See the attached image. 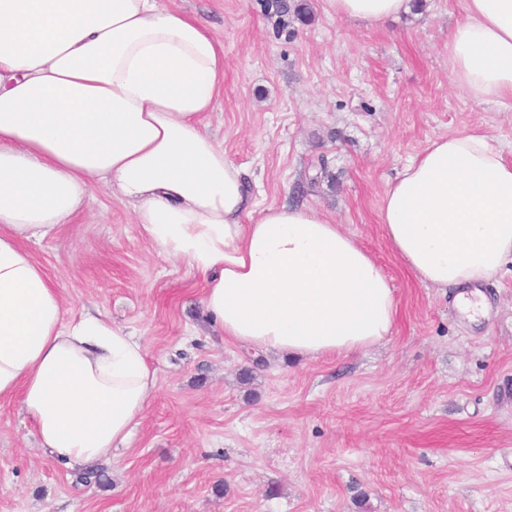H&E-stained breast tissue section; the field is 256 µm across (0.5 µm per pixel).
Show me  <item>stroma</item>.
<instances>
[{
  "instance_id": "obj_1",
  "label": "stroma",
  "mask_w": 512,
  "mask_h": 512,
  "mask_svg": "<svg viewBox=\"0 0 512 512\" xmlns=\"http://www.w3.org/2000/svg\"><path fill=\"white\" fill-rule=\"evenodd\" d=\"M306 2L308 20L283 26L265 0H180L224 45L206 122L258 208L317 207L369 250L395 290L391 336L336 358H253L213 328L202 277L97 188L80 223L29 250L65 308L142 343L156 393L98 481L0 401V512H512V262L482 284L491 310L472 324L454 290L408 273L378 222L388 184L433 139L480 129L511 153L512 107L454 82L463 0L373 27Z\"/></svg>"
}]
</instances>
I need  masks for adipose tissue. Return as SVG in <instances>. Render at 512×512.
Returning a JSON list of instances; mask_svg holds the SVG:
<instances>
[{"label": "adipose tissue", "instance_id": "adipose-tissue-1", "mask_svg": "<svg viewBox=\"0 0 512 512\" xmlns=\"http://www.w3.org/2000/svg\"><path fill=\"white\" fill-rule=\"evenodd\" d=\"M325 2L365 26L411 6ZM448 65L470 100L512 98V0H464ZM223 93L222 43L174 0H0V399L68 467L125 447L156 389L144 346L104 314H67L27 248L75 223L95 185L202 274L226 338L319 359L392 333L390 279L353 235L312 206L257 209L205 123ZM379 218L411 275L456 289L479 321L480 284L512 260V160L479 131L438 137L387 187Z\"/></svg>", "mask_w": 512, "mask_h": 512}]
</instances>
